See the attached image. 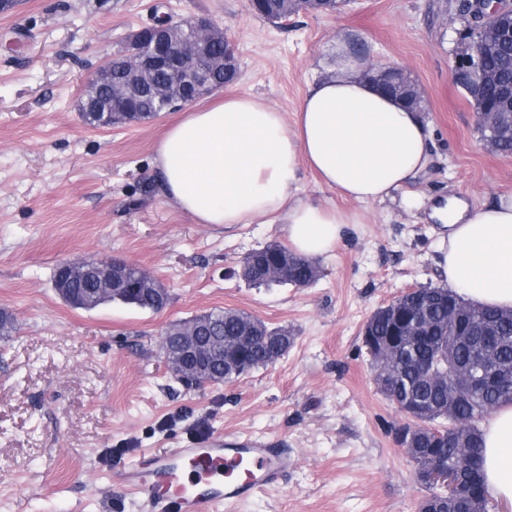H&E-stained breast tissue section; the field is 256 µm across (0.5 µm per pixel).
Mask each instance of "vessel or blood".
I'll return each mask as SVG.
<instances>
[{
	"label": "vessel or blood",
	"mask_w": 512,
	"mask_h": 512,
	"mask_svg": "<svg viewBox=\"0 0 512 512\" xmlns=\"http://www.w3.org/2000/svg\"><path fill=\"white\" fill-rule=\"evenodd\" d=\"M288 469L279 448L253 439L200 442L141 456L118 477L152 512H219L228 501H245L278 482Z\"/></svg>",
	"instance_id": "b4317fda"
}]
</instances>
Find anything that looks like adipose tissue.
<instances>
[{
  "label": "adipose tissue",
  "instance_id": "adipose-tissue-1",
  "mask_svg": "<svg viewBox=\"0 0 512 512\" xmlns=\"http://www.w3.org/2000/svg\"><path fill=\"white\" fill-rule=\"evenodd\" d=\"M336 69L309 85L291 122L251 94L186 112L155 151L165 199L198 224L282 225L291 251L329 255L360 216L301 197L303 170L368 205L393 198L430 162L420 113L378 94L345 48L336 50ZM447 219L435 257L443 281L470 303L511 311L512 195L451 207ZM481 432L487 491L512 512V404L491 413Z\"/></svg>",
  "mask_w": 512,
  "mask_h": 512
}]
</instances>
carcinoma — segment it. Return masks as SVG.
I'll list each match as a JSON object with an SVG mask.
<instances>
[{
    "mask_svg": "<svg viewBox=\"0 0 512 512\" xmlns=\"http://www.w3.org/2000/svg\"><path fill=\"white\" fill-rule=\"evenodd\" d=\"M485 65L499 74L500 83L512 84V53L503 50L486 51ZM170 106L162 99L148 97L141 111L127 121H141ZM481 138L499 154H512V135L478 128ZM291 264L290 274L280 279L268 278L262 267L275 268ZM245 281L254 285H293L303 287L315 278V264L303 257L287 254V248L270 243L258 253L242 261ZM454 300L471 320L458 340L456 326L448 323V300ZM399 307L411 312L423 309L432 327L430 335L417 339L401 336L397 325L389 318L372 315L367 330L389 350L386 371L391 385L380 389L388 399L404 397L407 404L424 408L414 443L408 456L417 470L429 468L439 460L454 468L460 480L459 494L445 502L430 494L419 506L431 505L432 512H486L488 493L483 475V446L478 423L505 403H512V387L499 383H483L459 397L453 403V427L443 424L448 413V382L457 367L470 370L482 368L487 373L512 374V315L497 309L475 306L462 300L446 287H429L398 298ZM125 304L143 310L155 309L154 298L139 289H131ZM209 320L210 333L224 339V364L214 365L217 382H232L253 370L275 363L294 341L288 329L270 327L244 312L217 310L204 314Z\"/></svg>",
    "mask_w": 512,
    "mask_h": 512,
    "instance_id": "cac0c4a2",
    "label": "carcinoma"
}]
</instances>
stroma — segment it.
Here are the masks:
<instances>
[{"label": "stroma", "instance_id": "stroma-1", "mask_svg": "<svg viewBox=\"0 0 512 512\" xmlns=\"http://www.w3.org/2000/svg\"><path fill=\"white\" fill-rule=\"evenodd\" d=\"M456 0H349L272 24L246 0H14L0 10V512H146L113 475L146 451L252 437L288 455L277 485L222 512H417L427 490L394 440L406 417L378 391L361 329L410 288L438 285L432 213L512 194V156L493 152L452 77ZM206 16L239 65L227 95L263 96L293 114L333 75L337 42L403 68L431 127V162L395 201L364 207L302 173V195L346 211L311 285L255 287L237 274L277 224H198L165 200L156 144L178 112L92 128L77 102L105 55L156 14ZM121 259L168 290L158 312L86 311L54 291L68 260ZM234 309L294 336L287 354L232 383L189 388L164 362L169 325Z\"/></svg>", "mask_w": 512, "mask_h": 512}]
</instances>
